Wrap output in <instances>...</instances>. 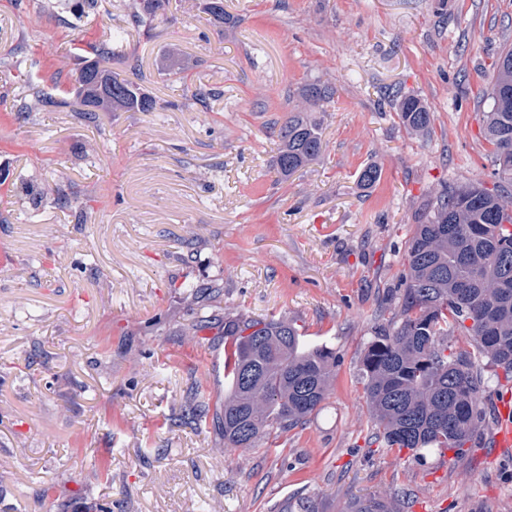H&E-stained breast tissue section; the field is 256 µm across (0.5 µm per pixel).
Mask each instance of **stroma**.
Here are the masks:
<instances>
[{
	"mask_svg": "<svg viewBox=\"0 0 512 512\" xmlns=\"http://www.w3.org/2000/svg\"><path fill=\"white\" fill-rule=\"evenodd\" d=\"M0 0V512H318L398 495L403 512H512V452L419 459L372 444L360 360L402 291L405 243L450 187L495 189L483 128L512 47V0H201L136 26L130 0ZM124 33L114 72L153 112H82L74 45ZM189 60L185 84L162 70ZM323 153L288 180L277 130L311 84ZM53 106L20 113L29 85ZM210 90L206 101L192 89ZM433 114L408 132L396 93ZM369 165L379 180L359 181ZM222 292L198 341L188 289ZM283 317L336 353L302 427L215 461L223 437L184 417L224 397V319ZM111 477L91 482L94 461Z\"/></svg>",
	"mask_w": 512,
	"mask_h": 512,
	"instance_id": "35a3bbf8",
	"label": "stroma"
}]
</instances>
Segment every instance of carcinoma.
<instances>
[{"instance_id":"1","label":"carcinoma","mask_w":512,"mask_h":512,"mask_svg":"<svg viewBox=\"0 0 512 512\" xmlns=\"http://www.w3.org/2000/svg\"><path fill=\"white\" fill-rule=\"evenodd\" d=\"M170 0H135L132 18L150 26ZM218 26L234 23L224 0H205ZM123 36L109 34L93 48L97 58H121ZM76 98L85 112H153L157 101L133 81L86 62ZM484 137L492 146L499 189L471 184L441 193L405 245L403 292L392 317L375 327L361 358L360 383L370 408L375 442L421 459L434 450L459 456L475 446L486 424L481 403L485 371L512 378V67L496 63ZM333 96L310 85V108L288 114L279 128L274 166L283 179L317 159L323 149L313 109ZM405 128L429 130L433 115L421 99L396 96ZM464 336L471 350L448 352V338ZM336 355L309 345L287 319H224V401L209 407L199 392L189 400L192 419H212L224 446L217 457L247 451L273 432L305 424L327 399ZM346 512H398L395 498L355 502Z\"/></svg>"}]
</instances>
